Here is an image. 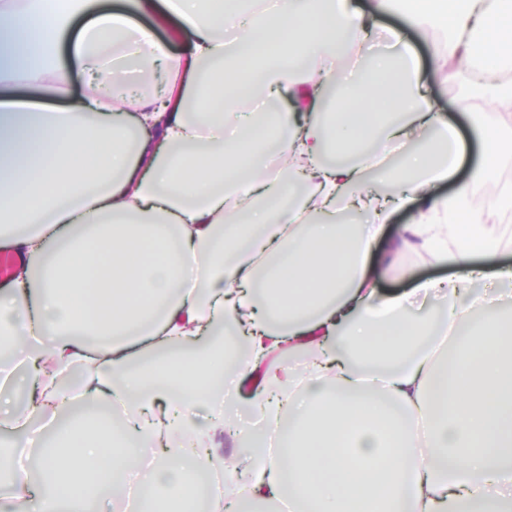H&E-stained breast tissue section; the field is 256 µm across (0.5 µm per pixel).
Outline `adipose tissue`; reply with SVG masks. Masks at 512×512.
I'll use <instances>...</instances> for the list:
<instances>
[{"mask_svg": "<svg viewBox=\"0 0 512 512\" xmlns=\"http://www.w3.org/2000/svg\"><path fill=\"white\" fill-rule=\"evenodd\" d=\"M164 3L179 19L169 43L131 19L154 0L115 13L101 0H0V248L24 258L0 292V341L27 345L34 411L58 414L74 392L86 403L44 444L38 472L0 450V512H94L122 491L134 445L158 453L140 512H189L192 478L242 401L291 422L270 460L263 431L229 427L244 489L210 491L213 512H512V318L449 300L437 281L375 291L387 272L375 239L395 205L412 213L402 247L450 265L457 284L512 281L511 267L477 263L500 247L479 213L449 218L434 191L465 155L412 50L395 31L393 51L338 72L369 30L353 0H278L269 14L255 0ZM375 11L436 23L443 60L512 69V0ZM127 64L163 65L166 93L126 101ZM76 71L88 76L79 93ZM20 84L66 105L16 99ZM283 97L280 112L253 106ZM371 136L395 155V201L364 186L356 159ZM511 160L512 139L484 138L470 183ZM351 210L371 223L348 224ZM444 299L446 320L410 312ZM447 334L460 355L440 364L434 339ZM292 359L307 371L298 389ZM228 378L253 388L225 394Z\"/></svg>", "mask_w": 512, "mask_h": 512, "instance_id": "ef3b65f1", "label": "adipose tissue"}]
</instances>
